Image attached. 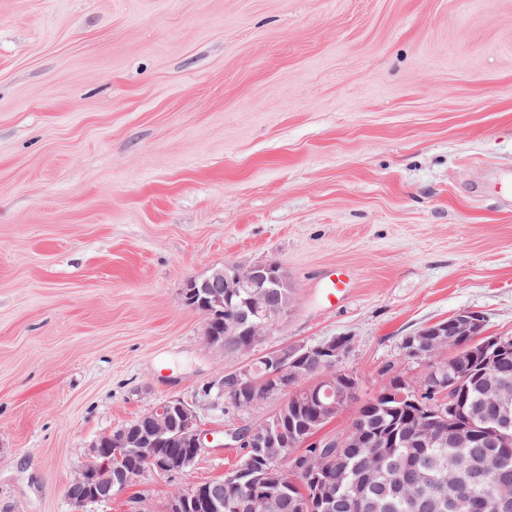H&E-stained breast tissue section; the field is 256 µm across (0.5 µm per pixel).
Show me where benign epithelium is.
<instances>
[{"instance_id": "7a95c632", "label": "benign epithelium", "mask_w": 512, "mask_h": 512, "mask_svg": "<svg viewBox=\"0 0 512 512\" xmlns=\"http://www.w3.org/2000/svg\"><path fill=\"white\" fill-rule=\"evenodd\" d=\"M285 284L280 266L271 261L255 262L249 265L226 263L211 270L210 277L202 282L195 280L187 284V303L200 310L206 320L205 335L215 336V326L219 317H224V333L228 336H243L245 341L234 344L224 351L226 355L240 356V364L224 369L215 383L217 395L233 393L246 382L254 381L253 362L263 361L269 373L257 380L261 384V394L265 400H279L288 392H293L296 404L310 407L317 418H329L350 405V393L339 386L340 375L335 367L349 350L348 338L334 337L317 345H287L277 349L259 350L266 336L276 329L288 316L292 301L285 300L280 305H271V289L281 288ZM228 291H223V288ZM246 293L245 304L252 318H241L238 312H229L224 308V294L239 291ZM484 317L472 310H461L446 321H438L423 326L417 334L405 339L403 347L407 357L420 363L429 370L433 359L439 356L448 359V408L436 410L425 402L426 391L421 388L410 389L399 395V400L416 406H425L427 411L412 416V424L404 429L408 438H419L426 442L446 444L448 435L441 427L440 420H454L463 416L469 420L478 418L467 407L464 396L459 394L462 380L458 371L465 362L481 360L488 367L506 353L512 354V340L486 336ZM308 360H323L328 370L319 375L315 384L295 393L297 384L304 381L303 363ZM484 396L499 411L508 412L512 406V383L506 379L490 380L479 375ZM295 411L288 412V428L277 424L270 426L265 420L254 424L231 429L225 433L231 443L229 447L241 446L239 440L248 438L252 448H295L287 433L295 431ZM508 427L488 429L483 438L485 447H503L512 436ZM454 441L471 448L476 443L471 426L462 425L452 429ZM170 438H176L191 448L204 447V441L212 442L214 437L200 429L195 408L180 400L171 399L148 409L135 420L120 429L100 437L92 446L89 459L79 472L68 482L66 494L69 500L80 507L86 503L109 500L112 496L128 490L138 483L148 472L159 474H183L190 469L196 459L194 453H167L157 457L158 445ZM399 448L402 442L395 439L383 442L378 439L361 440L360 429L349 427L339 438L326 444L328 448H367L371 457L381 453V447ZM110 448L118 453L133 452L147 460L148 465L126 468L117 466L114 460L103 452ZM288 468L302 471L320 480L318 494L334 498L332 484L324 476L332 469L335 459L323 453L309 455L292 454L286 458ZM487 460L476 455L467 465V480L471 485L484 482ZM397 479L411 484L415 489L414 501L419 512H427L433 503L425 493L426 477H410L405 473ZM195 496L205 502L208 512H224V488L208 485L191 489ZM479 501L471 496L462 482L453 481L448 485V512H475Z\"/></svg>"}]
</instances>
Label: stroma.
I'll use <instances>...</instances> for the list:
<instances>
[{
	"mask_svg": "<svg viewBox=\"0 0 512 512\" xmlns=\"http://www.w3.org/2000/svg\"><path fill=\"white\" fill-rule=\"evenodd\" d=\"M512 0H0V512H167L241 458L212 442L75 507L92 445L181 399L212 435L266 419L203 387L236 365L186 305L276 262L265 348L348 336L376 396L403 340L462 309L512 338ZM343 269V299L321 278Z\"/></svg>",
	"mask_w": 512,
	"mask_h": 512,
	"instance_id": "stroma-1",
	"label": "stroma"
}]
</instances>
